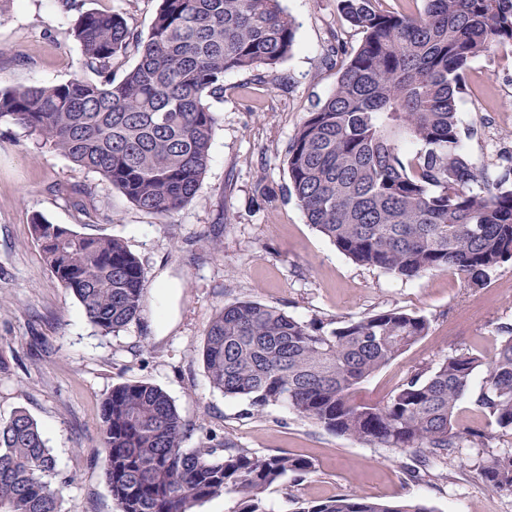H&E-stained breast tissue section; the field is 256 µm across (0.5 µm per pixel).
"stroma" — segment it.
Listing matches in <instances>:
<instances>
[{"label":"stroma","instance_id":"1","mask_svg":"<svg viewBox=\"0 0 512 512\" xmlns=\"http://www.w3.org/2000/svg\"><path fill=\"white\" fill-rule=\"evenodd\" d=\"M296 23V45L266 82L253 72L224 76L211 106L220 120L202 185L180 212L162 219L138 210L118 191L64 156L38 150L24 130L0 125V418L28 411L70 480L64 512H115L100 467L97 433L112 387L145 381L161 387L193 430L189 447L214 432L259 454L308 458L312 471L266 494L272 512L297 503L358 493L424 503L435 512H512V491L494 490L478 469L477 449H462L454 467L410 479L414 455L334 435L287 406L253 415L247 399L227 397L208 380L201 352L206 330L225 304L249 298L303 320L356 319L387 309L424 315L427 336L362 384L360 399L387 401L409 374L471 351L491 359L497 329L512 323V262L485 286L439 270L414 280L360 266L317 232L291 199L285 152L307 112L336 85L334 41L355 49L361 36L336 0H283ZM88 10L122 13L148 33L158 0H84ZM72 17L56 0H0V87L60 83L83 64ZM471 134L463 145L477 166L498 173L512 156V47L474 59L458 98ZM59 183L91 186L98 212L86 217L56 195ZM276 193L256 203L259 188ZM92 236L118 235L140 259L146 281L138 320L101 335L77 299L48 269L31 233V217ZM218 234V251L201 234Z\"/></svg>","mask_w":512,"mask_h":512}]
</instances>
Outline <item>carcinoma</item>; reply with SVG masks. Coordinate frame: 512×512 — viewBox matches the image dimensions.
<instances>
[{
  "instance_id": "obj_1",
  "label": "carcinoma",
  "mask_w": 512,
  "mask_h": 512,
  "mask_svg": "<svg viewBox=\"0 0 512 512\" xmlns=\"http://www.w3.org/2000/svg\"><path fill=\"white\" fill-rule=\"evenodd\" d=\"M361 34L333 92L308 112L286 151L287 195L307 223L353 262L401 280L453 269L485 285L512 261V168L489 176L462 146L457 112L466 67L497 45L512 46V0H423L416 14L386 12L379 0H336ZM73 34L99 80L0 88V124L24 129L119 190L136 208L169 217L199 191L218 125L209 103L224 74L275 68L292 52L296 27L282 0H159L143 37L123 14L82 10ZM134 49L120 81L112 61ZM32 236L63 288L104 335L140 314L145 278L120 236H91L36 214ZM429 320L388 309L358 319L302 320L238 300L211 321L201 356L210 385L249 400L261 414L286 405L325 430L412 453L431 475L467 445L482 449L485 482L512 490V325L485 362L468 351L408 375L382 405L359 403V385L428 334ZM486 380L470 392L474 371ZM470 402L483 430L458 422ZM193 428L160 387L112 388L102 402L98 445L116 512H198L216 497L224 512H270L265 494L312 470L286 452L256 455L228 436L185 447ZM66 481L38 422L18 409L0 419V512H63ZM295 512H434L359 494L302 502Z\"/></svg>"
}]
</instances>
